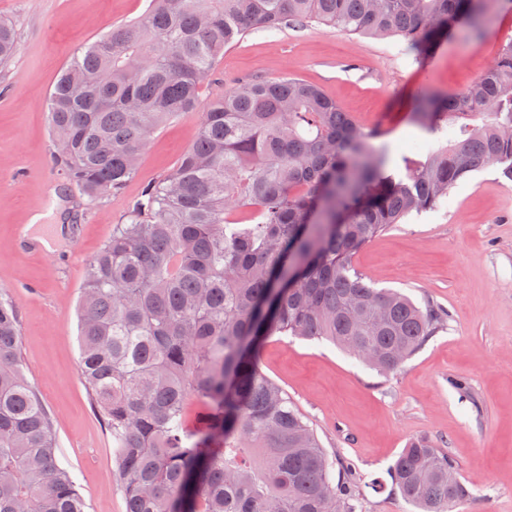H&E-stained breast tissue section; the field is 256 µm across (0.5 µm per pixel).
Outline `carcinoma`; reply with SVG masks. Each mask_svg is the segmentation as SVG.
Wrapping results in <instances>:
<instances>
[{
    "label": "carcinoma",
    "instance_id": "obj_1",
    "mask_svg": "<svg viewBox=\"0 0 512 512\" xmlns=\"http://www.w3.org/2000/svg\"><path fill=\"white\" fill-rule=\"evenodd\" d=\"M486 20L485 0H150L64 67L49 95L54 160L87 210L133 178L165 123L199 122L83 286L80 375L109 428L126 512H353L314 430L261 371V347L325 339L397 370L444 316L374 287L353 256L477 171L496 165L512 181V40L463 90L417 100L427 138L398 159L298 78L239 82L204 102L215 63L255 30L313 21L399 37L425 57L458 29L479 41ZM16 45L0 20L1 66ZM19 352L18 311L0 293V512H86ZM191 395L207 407L195 429ZM390 477L419 512H452L469 494L425 440Z\"/></svg>",
    "mask_w": 512,
    "mask_h": 512
}]
</instances>
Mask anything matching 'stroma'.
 <instances>
[{
	"label": "stroma",
	"instance_id": "stroma-1",
	"mask_svg": "<svg viewBox=\"0 0 512 512\" xmlns=\"http://www.w3.org/2000/svg\"><path fill=\"white\" fill-rule=\"evenodd\" d=\"M148 0H0L17 31L0 69V292L18 310L21 362L48 413L58 459L76 477L86 512H125L113 477L112 438L78 370V307L86 267L144 190L194 141L198 117L156 132L136 176L83 210L53 159L48 95L60 70L113 25L141 16ZM480 42L458 33L427 58L396 38L346 35L312 22L254 32L225 50L204 82L205 99L248 79L283 75L318 85L392 156L422 133L414 101L456 92L490 67L512 39V4L499 0ZM52 248L27 253L18 233L32 216ZM62 238H54L55 225ZM354 268L378 288L445 310L444 325L406 363L378 374L327 341L271 336L263 373L282 387L336 468L353 512H414L389 482L398 454L429 441L455 462L470 492L454 512H512V181L490 166L457 183L442 206L394 225L364 245Z\"/></svg>",
	"mask_w": 512,
	"mask_h": 512
}]
</instances>
